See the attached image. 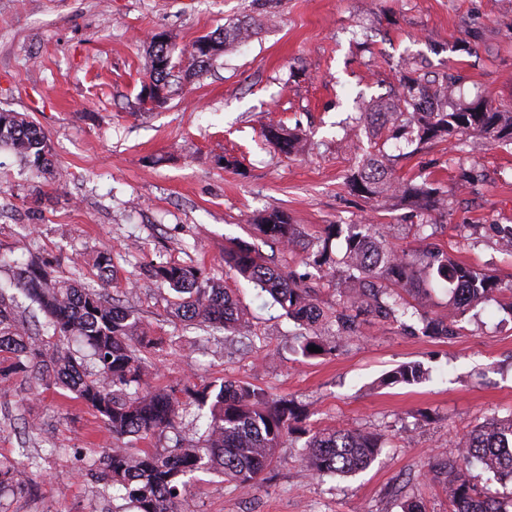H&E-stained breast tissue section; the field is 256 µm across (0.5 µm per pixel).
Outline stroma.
Segmentation results:
<instances>
[{
	"label": "stroma",
	"mask_w": 512,
	"mask_h": 512,
	"mask_svg": "<svg viewBox=\"0 0 512 512\" xmlns=\"http://www.w3.org/2000/svg\"><path fill=\"white\" fill-rule=\"evenodd\" d=\"M252 28L227 40L202 72L186 49L227 20ZM171 43L175 67L158 103L143 101L151 36ZM429 81L460 76L452 101L476 95L512 110V0H0V109L28 114L46 133L53 174L0 147V257L52 260L57 276L95 283V259L112 250L111 291L160 343L150 382L169 388L248 382L299 405L309 432L376 431L389 444L350 476L318 478L289 437L249 491L214 473L190 487L197 512H401L408 497L426 512H451L435 468L440 453L487 421L512 412V316L481 303L454 336L438 339L365 322L332 353L303 356L297 327L271 297L224 268L240 239L275 263L305 272L301 251L271 248L250 224L280 210L305 239L330 224H387L415 248L410 209L368 202L347 178L373 142L396 177L426 179L448 193L431 215L434 241L466 264L512 279L496 241L512 227V145L459 151L407 143L357 123L369 105L394 100L406 63ZM282 125L302 139L285 156L262 131ZM474 172L473 185L461 171ZM61 180H54V173ZM201 269L246 307L251 335L226 343L183 329L152 264ZM406 362L427 370L412 385H381ZM43 431L25 435V425ZM114 438L95 413L61 388L34 391L23 376L0 385V458L21 451L41 464L38 489L8 498L9 512H99L88 462Z\"/></svg>",
	"instance_id": "1"
}]
</instances>
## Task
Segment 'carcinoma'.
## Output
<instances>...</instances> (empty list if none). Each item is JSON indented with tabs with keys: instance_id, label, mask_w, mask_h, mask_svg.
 <instances>
[{
	"instance_id": "carcinoma-1",
	"label": "carcinoma",
	"mask_w": 512,
	"mask_h": 512,
	"mask_svg": "<svg viewBox=\"0 0 512 512\" xmlns=\"http://www.w3.org/2000/svg\"><path fill=\"white\" fill-rule=\"evenodd\" d=\"M236 23L209 35L213 57L226 40L242 36ZM170 43L150 40L148 78L151 88L168 86L174 65L167 62ZM448 87L437 90L428 83L405 77L403 91L384 112H362L364 122L390 124L393 135L422 142L446 137L454 146L478 138L486 143H512V111L502 110L486 98L473 105L446 109ZM264 136L279 152H295L297 137L283 128L269 127ZM37 170L48 164L47 136L26 114L0 111V145ZM350 190L365 199L397 198L419 214L446 213L447 199L432 184L392 176L383 150L372 146L363 163L348 177ZM261 232L289 250L311 252L320 270L316 279L285 269L244 241L224 246V265L267 293L289 319L305 330L303 353L310 346L330 350L318 341L316 326L327 322L340 339L358 335L372 318L425 336H454L458 323L477 304L498 293L507 299L512 314V280L500 281L441 250L433 242L432 224H415L418 249L410 253L390 241L391 228L379 224H330L325 235L305 240L283 211L273 210L257 220ZM430 270L419 276L417 266ZM99 287L81 277L55 275L49 261L37 256L28 262L5 261L0 269L11 272L9 286L0 285V384L12 376H26L39 390L62 387L74 399L92 408L119 445L88 464V475L112 500L121 499L134 512H193L191 480L201 471H213L240 490L252 488L273 461L278 448L293 434L307 436L300 458L318 478L350 475L368 467L386 446L383 434L331 430L308 433L300 426V412L285 396L273 397L250 383L224 381L200 389H187L188 404L197 407L202 433L193 441L175 432L182 402L173 389L149 383V353L157 341L149 336L135 313L114 303L112 251L100 252L96 263ZM199 269L161 262L152 276L168 285L173 316L187 326L204 325L226 336L244 337L245 314L226 289L201 285ZM451 293L450 320L430 317L420 299L430 294L431 280ZM336 287V309L321 307L320 289ZM21 290L37 305L44 319H29L19 310L15 294ZM424 376L421 365L405 363L384 379L386 385L414 384ZM174 431L167 448H134L130 442ZM477 464L494 469L500 479L512 480V413L492 420L465 435L454 449L441 455L453 512H512L508 503L488 489L480 490L467 478ZM39 463L17 464L0 459V512L7 493L36 490Z\"/></svg>"
}]
</instances>
